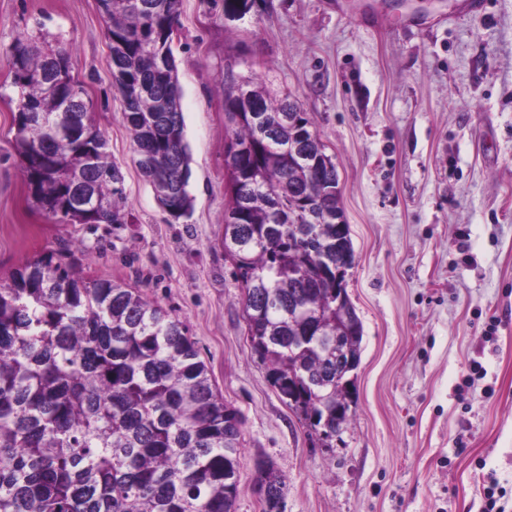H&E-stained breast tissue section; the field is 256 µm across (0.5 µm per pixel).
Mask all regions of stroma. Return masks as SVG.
<instances>
[{
    "label": "stroma",
    "mask_w": 512,
    "mask_h": 512,
    "mask_svg": "<svg viewBox=\"0 0 512 512\" xmlns=\"http://www.w3.org/2000/svg\"><path fill=\"white\" fill-rule=\"evenodd\" d=\"M181 0L172 49L191 155L169 221L132 150L98 0H0V277L80 246L79 270L183 320L243 418L235 512H262L256 458L285 512H512V0ZM64 49L124 176L127 224H71L31 198L14 149L8 53ZM306 112L340 178L364 330L352 420L321 447L255 353L224 251V78ZM262 459L264 458L256 460L255 467ZM254 481L256 485L266 486L267 499L263 512H284L286 483L271 460L268 459L257 464Z\"/></svg>",
    "instance_id": "1"
}]
</instances>
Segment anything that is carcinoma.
Segmentation results:
<instances>
[{
	"instance_id": "carcinoma-1",
	"label": "carcinoma",
	"mask_w": 512,
	"mask_h": 512,
	"mask_svg": "<svg viewBox=\"0 0 512 512\" xmlns=\"http://www.w3.org/2000/svg\"><path fill=\"white\" fill-rule=\"evenodd\" d=\"M112 51L113 86L140 172L161 209L190 214L191 156L171 47L179 0H99ZM65 51L17 43L11 68L19 102L15 148L36 205L74 224L127 223L124 177L91 123L83 141L61 131L57 100L76 99L71 78L46 84L33 74ZM244 98L224 90L236 148L228 210L246 199L237 224L224 223V251L243 290L252 348L271 386L329 446L350 419V391L336 388L326 344L347 335L336 312L346 277L326 262L349 225L336 230V165L300 104L249 81ZM321 159L310 174L297 152ZM100 202L78 219L72 201ZM296 340L293 348L288 341ZM242 419L213 386L185 324L142 290L85 278L49 255L0 279V512H234ZM263 512H284L286 483L271 460L257 464Z\"/></svg>"
}]
</instances>
